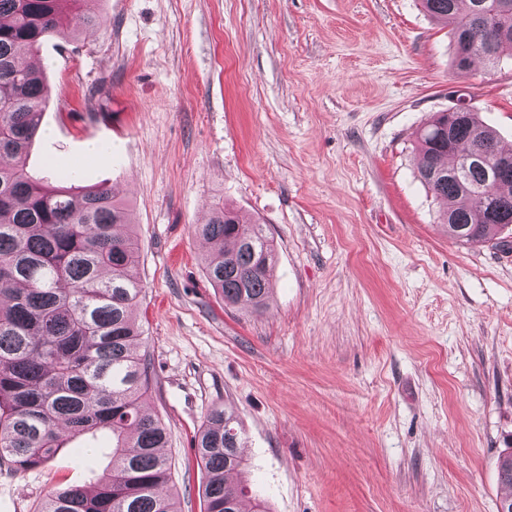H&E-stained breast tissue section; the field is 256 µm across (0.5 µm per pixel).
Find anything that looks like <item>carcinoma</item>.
I'll use <instances>...</instances> for the list:
<instances>
[{"instance_id": "carcinoma-1", "label": "carcinoma", "mask_w": 512, "mask_h": 512, "mask_svg": "<svg viewBox=\"0 0 512 512\" xmlns=\"http://www.w3.org/2000/svg\"><path fill=\"white\" fill-rule=\"evenodd\" d=\"M0 0V461L17 472L45 465L60 437L106 434L110 460L90 486L53 490L39 512H178L167 489L171 464L162 452L165 424L143 408L150 386L145 331L135 317L145 299L141 245L127 202L115 188L34 179L26 158L52 99L44 74L20 62L45 39L68 42L104 24L90 0ZM450 26L454 64H493L512 45V0H421ZM474 40L460 59L459 39ZM418 178L445 204L438 224L459 242L489 238L512 225V175L489 186L474 158L512 159L495 132L470 109L460 123L441 112L416 136ZM208 245L204 273L224 305L260 313L275 271L263 225L216 203L193 226ZM243 441L234 411L210 410L196 437L206 472L205 512H242ZM499 476L512 506V451Z\"/></svg>"}]
</instances>
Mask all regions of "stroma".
<instances>
[{"label": "stroma", "mask_w": 512, "mask_h": 512, "mask_svg": "<svg viewBox=\"0 0 512 512\" xmlns=\"http://www.w3.org/2000/svg\"><path fill=\"white\" fill-rule=\"evenodd\" d=\"M102 28L31 57L53 90L29 172L132 206L146 406L180 512H204L196 436L244 431L270 512H498L512 445V245L462 244L416 177L417 131L466 101L512 148V49L453 65L418 0H93ZM106 142V159L87 147ZM225 202L276 250L262 313L225 307L192 227ZM100 444L0 467V512L94 482Z\"/></svg>", "instance_id": "obj_1"}]
</instances>
